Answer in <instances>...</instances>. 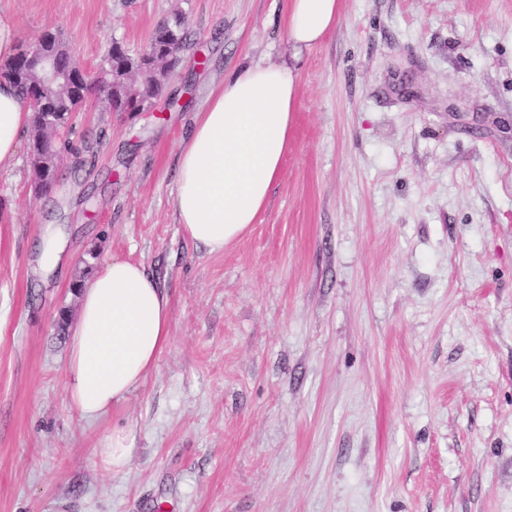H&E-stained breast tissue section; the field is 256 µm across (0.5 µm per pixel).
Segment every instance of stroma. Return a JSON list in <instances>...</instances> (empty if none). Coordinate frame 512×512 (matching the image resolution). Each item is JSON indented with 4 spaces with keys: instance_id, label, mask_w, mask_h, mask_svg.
<instances>
[{
    "instance_id": "35a3bbf8",
    "label": "stroma",
    "mask_w": 512,
    "mask_h": 512,
    "mask_svg": "<svg viewBox=\"0 0 512 512\" xmlns=\"http://www.w3.org/2000/svg\"><path fill=\"white\" fill-rule=\"evenodd\" d=\"M289 0H0L95 70L182 18L166 93L87 103L36 195L0 172V512H512V0H340L292 61ZM294 65L288 151L249 230L211 254L172 207L179 145L220 81ZM60 263L39 264L47 234ZM171 297V339L126 400L67 405L68 331L111 257ZM136 452L95 455L112 427ZM183 25L184 23L180 18L161 22L155 28L150 43L154 42L159 45L171 43L174 45L179 58V53L189 44L187 42V33ZM136 436L130 426L112 427L98 448V457L107 469L122 468L133 457Z\"/></svg>"
}]
</instances>
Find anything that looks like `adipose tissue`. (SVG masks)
I'll use <instances>...</instances> for the list:
<instances>
[{"label": "adipose tissue", "instance_id": "1", "mask_svg": "<svg viewBox=\"0 0 512 512\" xmlns=\"http://www.w3.org/2000/svg\"><path fill=\"white\" fill-rule=\"evenodd\" d=\"M340 20L339 0H289L283 19L295 52L312 48ZM299 87L293 69L254 64L224 78L196 112L181 142L173 209L186 239L222 253L266 206L288 149ZM31 107L0 81V171L17 156ZM171 337V300L147 268L115 257L81 292L70 330L65 391L72 411L92 421L135 390ZM136 436L113 427L98 457L109 469L127 465Z\"/></svg>", "mask_w": 512, "mask_h": 512}]
</instances>
